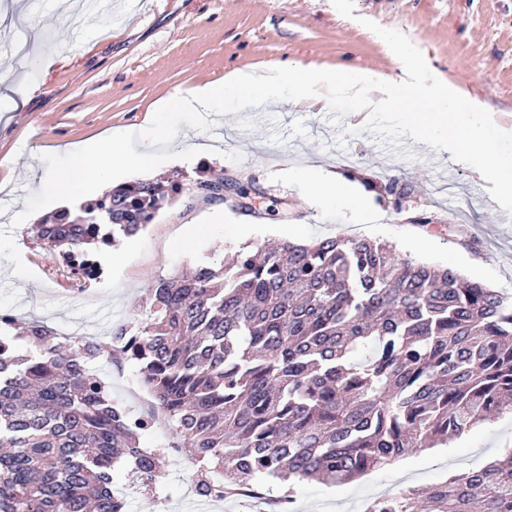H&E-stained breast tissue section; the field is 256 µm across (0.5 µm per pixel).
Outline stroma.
<instances>
[{"mask_svg": "<svg viewBox=\"0 0 512 512\" xmlns=\"http://www.w3.org/2000/svg\"><path fill=\"white\" fill-rule=\"evenodd\" d=\"M22 19L0 27V311L37 319L57 332L109 336L141 320L148 283L173 277L193 262L230 261L243 245L279 239L307 242L344 236L392 244L404 258L452 266L469 280L512 296V197L484 180L447 142L422 141L402 113L358 116L349 98L316 90L309 101L272 110L248 108L212 121L195 115V131L219 149L182 167L162 166L152 179L189 185L201 174L252 183L265 199L261 214L233 202L187 203L177 197L125 247L95 252L99 279L57 275V253L29 227L12 223L16 209L45 213L31 176L67 171L72 144L118 131L139 151L145 119L158 101L223 79L244 67L288 72L295 65L349 66L421 86L445 81L482 102L505 130L497 155L512 159V0H134L109 13L100 0H19ZM389 28L415 49V67L399 63L379 39ZM335 168L369 198L359 217L311 205L294 171ZM401 199L380 195L389 180ZM209 234L192 248L176 242L193 224ZM112 396L136 415H155L150 394L127 360L97 365ZM164 452L165 478L147 492L123 469L112 489L126 512H268L283 485L224 499L195 495L196 470L171 427L157 418L141 438ZM512 448V415L464 432L446 448H425L401 462L337 486L302 481L290 512H346L373 497L420 489L485 466Z\"/></svg>", "mask_w": 512, "mask_h": 512, "instance_id": "obj_1", "label": "stroma"}]
</instances>
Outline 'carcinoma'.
<instances>
[{
    "label": "carcinoma",
    "mask_w": 512,
    "mask_h": 512,
    "mask_svg": "<svg viewBox=\"0 0 512 512\" xmlns=\"http://www.w3.org/2000/svg\"><path fill=\"white\" fill-rule=\"evenodd\" d=\"M173 193L257 213L260 193L210 175L166 188L144 180L58 214L32 232L72 257L144 230ZM143 321L104 339L0 317V512H126L112 492L123 463L142 486L163 476L135 417L90 370L138 365L141 385L196 460V492L247 483L352 481L415 448H446L512 414V300L392 245L345 237L243 246L147 287ZM512 512V450L490 465L373 501L367 512Z\"/></svg>",
    "instance_id": "1"
}]
</instances>
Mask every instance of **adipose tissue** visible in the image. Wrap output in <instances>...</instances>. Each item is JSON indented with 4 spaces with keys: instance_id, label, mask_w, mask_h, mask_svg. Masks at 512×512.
<instances>
[{
    "instance_id": "ef3b65f1",
    "label": "adipose tissue",
    "mask_w": 512,
    "mask_h": 512,
    "mask_svg": "<svg viewBox=\"0 0 512 512\" xmlns=\"http://www.w3.org/2000/svg\"><path fill=\"white\" fill-rule=\"evenodd\" d=\"M324 85L340 93L361 98L370 92L374 108L393 106L410 114L414 131L433 138L448 137L463 156L483 158L486 171L503 194L512 196V162L496 161L495 143L488 128L489 119L472 121V113L482 106L459 89L448 84L419 87L380 80L368 72L338 68L322 70L297 66L282 74L254 68L236 70L217 83H208L173 95L159 103L148 115V137L142 150L128 152L121 135L112 133L85 142L72 152V170L67 177L52 184H38L49 209H76L93 193H105L129 172H150L163 164L195 160L212 153L213 148L200 139L181 140L172 136L170 122L177 115H188L203 109L209 112H234L251 105H276L299 102L314 86ZM166 144V152H158L157 144ZM301 179L311 186V201L319 206L363 210L366 201L353 184L336 172L322 167L304 171Z\"/></svg>"
}]
</instances>
